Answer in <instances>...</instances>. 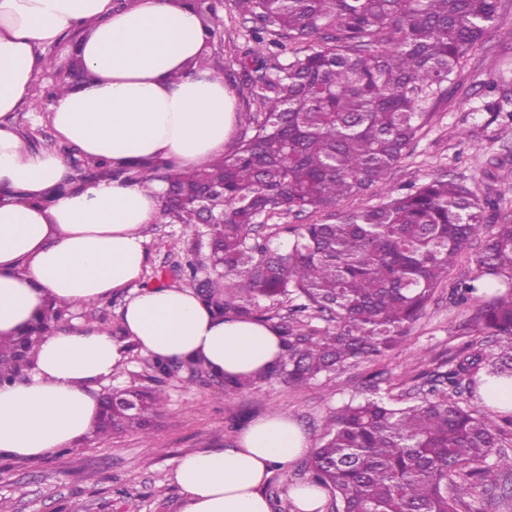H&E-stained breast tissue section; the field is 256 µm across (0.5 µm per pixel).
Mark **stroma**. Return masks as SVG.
Listing matches in <instances>:
<instances>
[{"mask_svg": "<svg viewBox=\"0 0 512 512\" xmlns=\"http://www.w3.org/2000/svg\"><path fill=\"white\" fill-rule=\"evenodd\" d=\"M214 28L215 35L207 46L211 63H235L252 45L251 24L239 15L234 0H218ZM78 39V32L72 31L45 47L52 65L35 77L28 102L13 115V125L34 151H62L63 143L49 121L53 101L46 91L72 81ZM510 59L512 43L489 34L460 71L458 85L449 90L435 122L410 145L386 186L372 187L343 202L342 210L377 205L387 193L442 174L467 183L480 194L496 179L512 184V126L481 111L478 94L482 83ZM142 234L148 265L141 286L161 283L180 287V280L168 276L167 271L188 245L183 225L158 220L144 225ZM474 257V250H467L449 274L448 285L435 293L425 316L387 357L301 388L264 382L228 395L223 380L201 367L186 366L176 376L165 377L155 372L151 356L128 347L120 366L100 388L164 390L166 405L151 440H144L137 432L107 438L92 434L36 460L0 458V512H182L184 496L171 481L174 462L181 455L235 443L252 422L274 412L288 414L314 446L330 415L349 400L375 394L414 396L417 357L426 356L436 365L459 343L455 327L468 311L451 303L449 285L473 272ZM126 301V294L121 293L66 311L57 327L72 328L74 320L81 318L121 335ZM305 480L303 460L276 468L263 489L272 512H293L290 493Z\"/></svg>", "mask_w": 512, "mask_h": 512, "instance_id": "stroma-1", "label": "stroma"}]
</instances>
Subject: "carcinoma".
I'll return each mask as SVG.
<instances>
[{"instance_id":"cac0c4a2","label":"carcinoma","mask_w":512,"mask_h":512,"mask_svg":"<svg viewBox=\"0 0 512 512\" xmlns=\"http://www.w3.org/2000/svg\"><path fill=\"white\" fill-rule=\"evenodd\" d=\"M255 27V46L239 61L253 75L252 99L235 151L191 170L170 163L116 167L108 159L74 162V181L104 177L144 187L164 182L161 218L199 236L192 196L223 217L208 224L173 275L224 317L279 320L280 359L260 381L301 387L320 376L386 356L426 311L434 293L485 224L472 279L455 288L465 303V338L448 360L418 375L420 396L365 399L336 410L305 464L307 484L333 495L336 512H458L496 448L512 443V409L471 399L490 379L512 381V218L495 198H479L441 175L350 210L331 224L264 225L316 214L384 185L417 134L448 98L457 69L500 30L499 0H235ZM279 36L265 41V34ZM484 110L512 125V79L485 84ZM286 237L284 250L270 236ZM212 277H199L204 266ZM288 305V314L258 300ZM66 307L51 306L12 343L0 342V379L8 362L45 333ZM326 322L323 327L314 321ZM135 406L112 407L101 435L134 430L151 438L162 390L137 389Z\"/></svg>"}]
</instances>
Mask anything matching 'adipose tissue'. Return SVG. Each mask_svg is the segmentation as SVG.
<instances>
[{
	"label": "adipose tissue",
	"mask_w": 512,
	"mask_h": 512,
	"mask_svg": "<svg viewBox=\"0 0 512 512\" xmlns=\"http://www.w3.org/2000/svg\"><path fill=\"white\" fill-rule=\"evenodd\" d=\"M80 32L87 76L59 92L50 120L86 157L116 164L166 160L188 169L223 156L237 122L224 78L203 65L206 32L179 0H0V339L22 332L48 302L78 308L129 289L122 335L88 324L51 329L27 374L0 383V457L33 460L85 438L101 413L98 382L127 344L212 376L248 377L281 353L267 324L222 318L187 290L139 287L143 225L158 220L161 183L102 180L61 194L65 166L32 151L11 115L48 66L41 46ZM310 451L281 413L260 419L235 447L201 448L174 463L183 512H270L273 469Z\"/></svg>",
	"instance_id": "obj_1"
}]
</instances>
